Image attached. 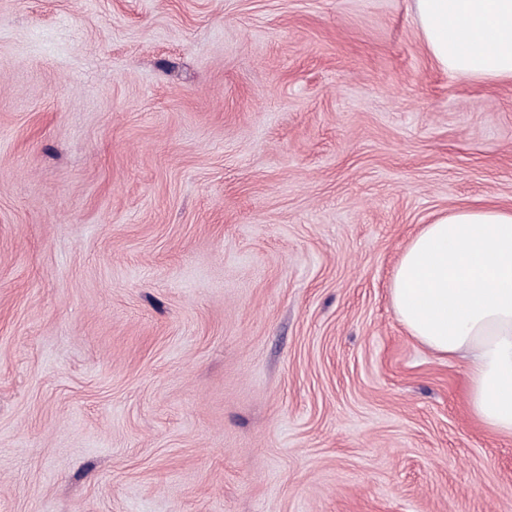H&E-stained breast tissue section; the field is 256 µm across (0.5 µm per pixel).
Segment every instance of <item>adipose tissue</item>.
Here are the masks:
<instances>
[{
  "label": "adipose tissue",
  "mask_w": 512,
  "mask_h": 512,
  "mask_svg": "<svg viewBox=\"0 0 512 512\" xmlns=\"http://www.w3.org/2000/svg\"><path fill=\"white\" fill-rule=\"evenodd\" d=\"M414 9L440 68L469 80H512V0H414ZM390 296L417 343L466 360L471 415L512 436V208L436 214L402 253Z\"/></svg>",
  "instance_id": "1"
}]
</instances>
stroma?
<instances>
[{
    "mask_svg": "<svg viewBox=\"0 0 512 512\" xmlns=\"http://www.w3.org/2000/svg\"><path fill=\"white\" fill-rule=\"evenodd\" d=\"M512 206V83L413 0H0V512H512L390 283Z\"/></svg>",
    "mask_w": 512,
    "mask_h": 512,
    "instance_id": "stroma-1",
    "label": "stroma"
}]
</instances>
